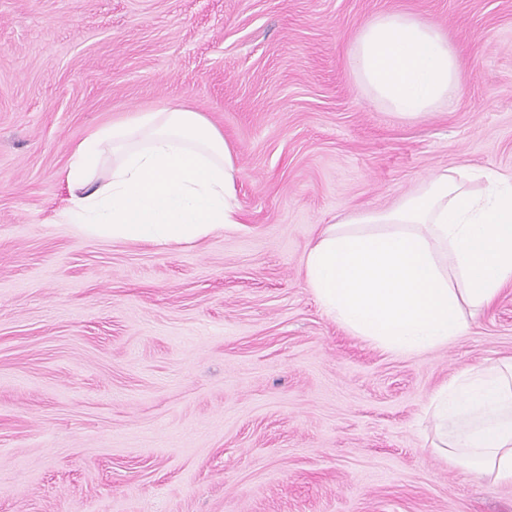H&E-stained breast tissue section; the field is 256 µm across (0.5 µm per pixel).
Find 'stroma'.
Here are the masks:
<instances>
[{"mask_svg":"<svg viewBox=\"0 0 512 512\" xmlns=\"http://www.w3.org/2000/svg\"><path fill=\"white\" fill-rule=\"evenodd\" d=\"M388 11L459 53L429 116L348 70ZM181 104L234 148L239 224L160 246L60 223L90 128ZM448 168L512 180V0H0V512H512L426 413L512 357V288L404 355L306 284L324 225Z\"/></svg>","mask_w":512,"mask_h":512,"instance_id":"obj_1","label":"stroma"}]
</instances>
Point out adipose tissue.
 Returning <instances> with one entry per match:
<instances>
[{
	"instance_id": "ef3b65f1",
	"label": "adipose tissue",
	"mask_w": 512,
	"mask_h": 512,
	"mask_svg": "<svg viewBox=\"0 0 512 512\" xmlns=\"http://www.w3.org/2000/svg\"><path fill=\"white\" fill-rule=\"evenodd\" d=\"M348 58L355 81L403 119L431 114L458 86L459 60L447 36L404 13L365 23ZM239 176L223 133L201 113L184 106L141 110L91 128L74 146L63 218L116 241L193 242L239 223ZM429 407L449 432V458L512 482V360L452 376Z\"/></svg>"
}]
</instances>
